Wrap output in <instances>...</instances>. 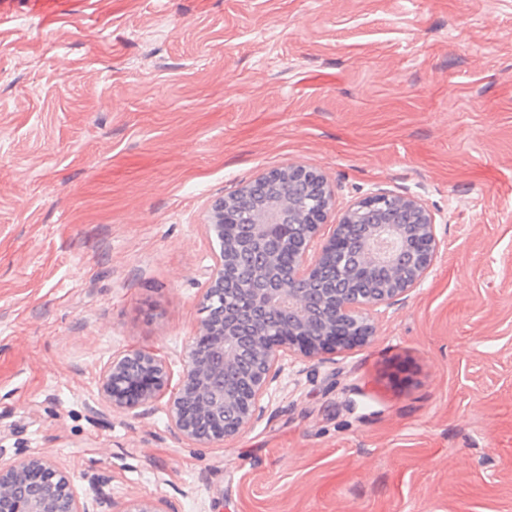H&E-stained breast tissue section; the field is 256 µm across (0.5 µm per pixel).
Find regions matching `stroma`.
I'll list each match as a JSON object with an SVG mask.
<instances>
[{
  "instance_id": "obj_1",
  "label": "stroma",
  "mask_w": 512,
  "mask_h": 512,
  "mask_svg": "<svg viewBox=\"0 0 512 512\" xmlns=\"http://www.w3.org/2000/svg\"><path fill=\"white\" fill-rule=\"evenodd\" d=\"M291 164L421 198L428 279L223 443L107 404L130 350L178 386L210 205ZM36 453L95 512H512V0H0V462Z\"/></svg>"
}]
</instances>
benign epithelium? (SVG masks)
I'll list each match as a JSON object with an SVG mask.
<instances>
[{
	"label": "benign epithelium",
	"mask_w": 512,
	"mask_h": 512,
	"mask_svg": "<svg viewBox=\"0 0 512 512\" xmlns=\"http://www.w3.org/2000/svg\"><path fill=\"white\" fill-rule=\"evenodd\" d=\"M314 173L316 190L325 200L322 208L312 210L304 202H295L289 194L292 174ZM274 177L281 184L275 205L259 214L255 223L264 238L276 239L286 245L291 236L288 225L282 223L277 210L288 206L295 209L299 224L309 225L303 239L295 245V257L288 287L274 292L264 308L274 314L279 324L275 331L267 326L255 328L253 348L257 364L247 395L227 396L216 401L212 382L218 372L235 362L237 331L234 325L215 315L213 302L224 294V278L228 257L229 237L224 225L234 224L235 209L244 198L246 187L231 196L216 200L208 210L204 224L206 235L215 240L218 251L213 254V265L204 283L201 319L196 336L184 352V371L176 392L167 403L168 416L179 434L188 442L208 446L228 437L241 435L253 425L259 403L275 381L285 356L316 359L322 354L348 348L367 341L373 334V312L395 298L419 287L431 273L439 251L434 214L419 199L392 192L371 193L351 202L333 225L330 236L322 238L320 227L326 222L335 190L323 175L305 166H288L264 172L256 181ZM374 207L389 214L415 212L419 224H384L367 245L366 262L361 276H370L376 265L391 263L393 256H383L378 245L391 241L402 245L410 238L420 243L414 265L396 274L393 286L371 294L332 292L324 301L328 314L320 326L314 328L304 317L307 295L304 284L319 273L323 265L336 257L340 242L348 228L362 212ZM169 375L165 362L149 350H131L112 359L101 376V391L114 407L133 409L156 401L168 389ZM0 512H90L82 501L73 477L59 470L52 458L34 454L0 465ZM121 512H164L162 502L137 499L129 502Z\"/></svg>",
	"instance_id": "1"
}]
</instances>
